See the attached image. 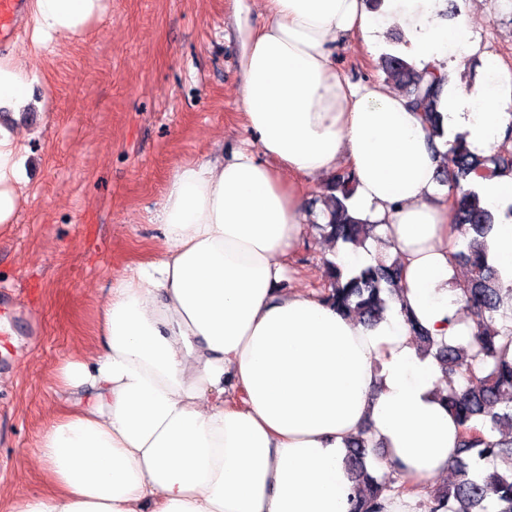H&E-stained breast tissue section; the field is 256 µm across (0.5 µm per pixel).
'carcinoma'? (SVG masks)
<instances>
[{
  "instance_id": "obj_1",
  "label": "carcinoma",
  "mask_w": 512,
  "mask_h": 512,
  "mask_svg": "<svg viewBox=\"0 0 512 512\" xmlns=\"http://www.w3.org/2000/svg\"><path fill=\"white\" fill-rule=\"evenodd\" d=\"M383 70L388 77L408 88L407 98L413 110L421 113L431 134L444 136L439 96L445 79L429 69L419 70L406 59L389 55L383 59ZM445 155L451 164L452 184L448 202L455 216L451 228L454 246L451 263L462 262L468 267V277L461 291L464 308L480 322L488 325L466 345L438 344L429 332L420 327L411 316L406 321L420 350L432 355L443 374H459L466 385L462 389L448 388L442 402L459 428L458 451L453 464L457 476L450 488L424 487L425 495L417 502L422 512H512V472L483 470L481 465L491 458H508L512 462V437L497 440L494 432L504 430L512 434V335L501 336L493 322L512 310V289L503 294L499 275L490 264L487 235L493 227L492 212L481 205L473 188L476 179H488L504 169L512 170V156L492 154L478 156L471 153L464 138L457 136L444 141ZM325 223L317 225L328 238L353 246H365L374 236V225L355 218L348 202L354 186L352 172L344 168L334 174L325 186ZM465 248H459V240ZM402 266L395 259L375 266L364 267L344 275L336 264H328L327 287L320 295L327 303L347 316L358 319L367 327L374 326L388 306L390 287L401 277ZM504 408L499 410L497 405ZM374 451L369 438L361 434L346 444V464L355 483L365 484L357 491L350 512H383L385 493L417 492L418 484L399 479L389 483L377 481L369 471L366 459Z\"/></svg>"
}]
</instances>
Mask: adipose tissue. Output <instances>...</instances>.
I'll list each match as a JSON object with an SVG mask.
<instances>
[{
  "instance_id": "adipose-tissue-1",
  "label": "adipose tissue",
  "mask_w": 512,
  "mask_h": 512,
  "mask_svg": "<svg viewBox=\"0 0 512 512\" xmlns=\"http://www.w3.org/2000/svg\"><path fill=\"white\" fill-rule=\"evenodd\" d=\"M269 22L244 30L241 96L257 150L188 161L173 171L156 221L155 257L110 284L97 349L61 368L85 392L44 432L35 462L51 489L15 512H349L347 440L383 441L385 464L420 483L447 473L458 427L435 391L432 358L416 350L408 307L437 341L468 342L454 222L437 179L440 157L406 98L353 86L330 46L341 35L379 50L389 26L418 67L445 73L446 132L489 152L512 127V70L486 58L482 83L457 68L480 46L471 16L451 26L447 0H266ZM109 0H31L34 36L56 47L84 35ZM31 69L0 57V110L29 102ZM347 161L353 216L374 224L403 265L398 300L372 328L318 297L284 294V257L302 236L300 177ZM28 196L16 127L0 124V224ZM488 255L512 288V224L494 225Z\"/></svg>"
}]
</instances>
